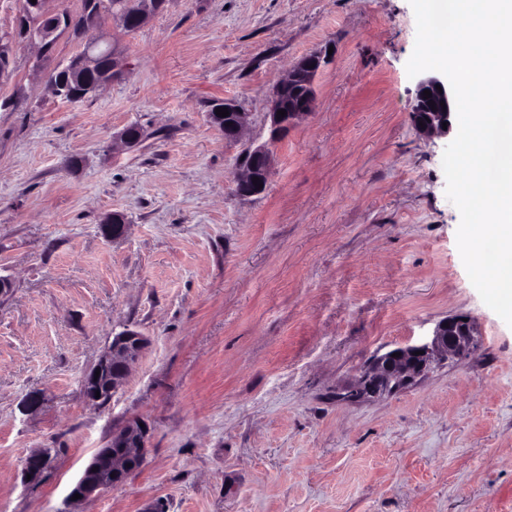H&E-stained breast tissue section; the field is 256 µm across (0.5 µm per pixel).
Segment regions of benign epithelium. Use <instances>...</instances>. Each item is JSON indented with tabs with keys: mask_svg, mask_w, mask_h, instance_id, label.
I'll use <instances>...</instances> for the list:
<instances>
[{
	"mask_svg": "<svg viewBox=\"0 0 512 512\" xmlns=\"http://www.w3.org/2000/svg\"><path fill=\"white\" fill-rule=\"evenodd\" d=\"M50 0L27 2V13L40 18L52 17L56 25L62 27L68 22V16L52 11L48 7ZM165 0H136L134 19L143 25L147 19L156 14ZM105 52L112 60V76L120 75L125 67L122 54L114 50L112 43L104 38L85 41L83 51L77 62L84 68H91L97 62L98 54ZM328 50L315 51L301 58L289 68L287 74L277 83L270 94L269 143L258 145L247 151L254 162L243 166L241 173L234 179L235 191L244 197L258 195L267 189L273 168V152L270 145L276 143L301 117L309 114L315 105L314 88L301 98L285 95L287 88L296 83L300 77L308 76L309 83H314L318 72L329 62ZM432 93L431 99L424 98V91ZM285 110L286 115L279 116L277 111ZM229 115L224 117L228 126L224 127V139L239 140L250 125V115L236 106L228 108ZM413 122L421 135L433 138L448 135L453 129L455 100L448 81L438 75L423 76L416 87L415 103L412 110ZM107 237L116 241L125 236L127 224L122 215L112 214L104 226ZM147 344L146 338L138 332L126 329L112 337L107 351L100 356L97 363L81 378V390L85 399L102 406L110 401L127 379L132 366L138 361ZM480 346L477 326L472 316L458 313L439 320L432 331L419 342L376 353L360 369L351 383L339 388L338 397L345 401L367 402L391 397L415 384L433 368L458 362ZM121 364L118 374H112L114 364ZM107 377V390L100 391L96 386L98 376ZM100 397H95V393ZM148 438L147 427L140 426V421L128 422L118 434L119 447L122 451L112 455V469L104 473L98 456H93L81 476L72 486L69 496L81 495V500H88L95 494L122 485L121 478L132 461L145 463V447ZM50 457L45 452L29 454L23 462V474L31 475L35 481L48 468Z\"/></svg>",
	"mask_w": 512,
	"mask_h": 512,
	"instance_id": "obj_1",
	"label": "benign epithelium"
}]
</instances>
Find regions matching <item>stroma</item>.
<instances>
[{
	"label": "stroma",
	"mask_w": 512,
	"mask_h": 512,
	"mask_svg": "<svg viewBox=\"0 0 512 512\" xmlns=\"http://www.w3.org/2000/svg\"><path fill=\"white\" fill-rule=\"evenodd\" d=\"M100 31L126 72L89 99L38 75L81 51L65 34L15 43L0 80V512H512V327L458 251L448 141L412 123L409 0H168L135 32ZM327 45L315 111L275 144L266 192L239 196L271 89ZM213 98L250 113L239 141L208 121ZM132 124L128 149L114 136ZM115 212L117 242L101 232ZM456 313L476 320L470 358L337 402L374 353ZM126 328L148 345L90 405L80 379ZM133 419L145 465L71 502ZM42 448L49 469L24 483Z\"/></svg>",
	"instance_id": "1"
}]
</instances>
